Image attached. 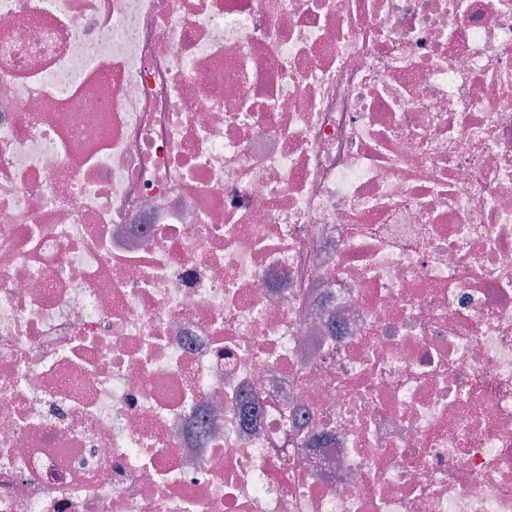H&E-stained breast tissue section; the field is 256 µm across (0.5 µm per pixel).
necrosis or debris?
Masks as SVG:
<instances>
[{"instance_id":"4bbe7bcc","label":"necrosis or debris","mask_w":512,"mask_h":512,"mask_svg":"<svg viewBox=\"0 0 512 512\" xmlns=\"http://www.w3.org/2000/svg\"><path fill=\"white\" fill-rule=\"evenodd\" d=\"M0 512H512V0H0Z\"/></svg>"}]
</instances>
